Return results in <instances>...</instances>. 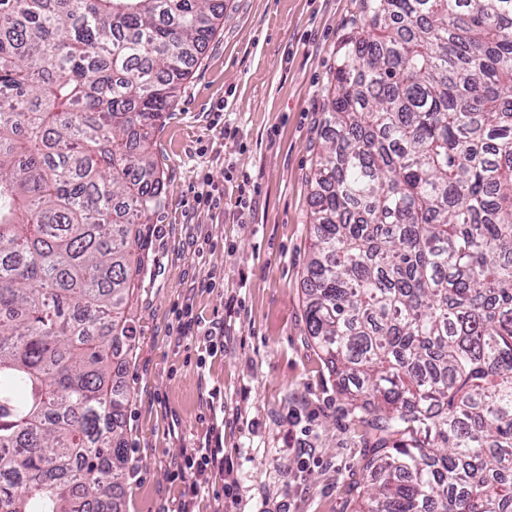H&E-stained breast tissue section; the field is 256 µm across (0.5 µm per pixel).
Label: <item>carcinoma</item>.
Instances as JSON below:
<instances>
[{"mask_svg": "<svg viewBox=\"0 0 512 512\" xmlns=\"http://www.w3.org/2000/svg\"><path fill=\"white\" fill-rule=\"evenodd\" d=\"M224 0H0V512H119L150 138ZM311 172L307 331L359 512H512V0H359Z\"/></svg>", "mask_w": 512, "mask_h": 512, "instance_id": "carcinoma-1", "label": "carcinoma"}]
</instances>
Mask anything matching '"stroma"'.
<instances>
[{"mask_svg": "<svg viewBox=\"0 0 512 512\" xmlns=\"http://www.w3.org/2000/svg\"><path fill=\"white\" fill-rule=\"evenodd\" d=\"M151 137L166 203L147 227L120 512H180L184 450H224L193 512H356L371 439L305 323L310 174L358 0H224ZM190 311L192 323L179 316Z\"/></svg>", "mask_w": 512, "mask_h": 512, "instance_id": "35a3bbf8", "label": "stroma"}]
</instances>
